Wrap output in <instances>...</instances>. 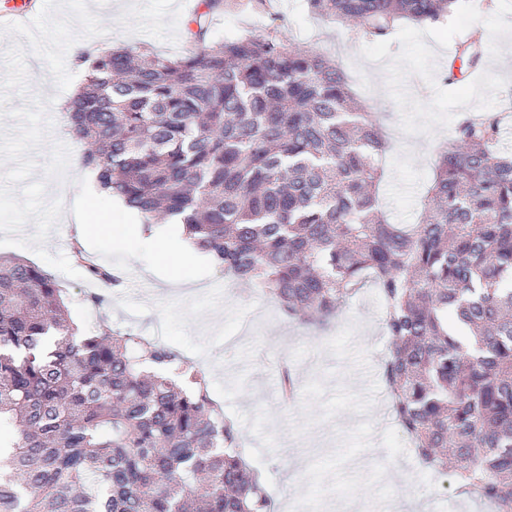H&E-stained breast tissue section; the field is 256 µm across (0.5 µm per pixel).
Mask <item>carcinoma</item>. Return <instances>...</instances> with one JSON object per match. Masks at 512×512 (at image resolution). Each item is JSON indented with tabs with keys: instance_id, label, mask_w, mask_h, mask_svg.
<instances>
[{
	"instance_id": "carcinoma-1",
	"label": "carcinoma",
	"mask_w": 512,
	"mask_h": 512,
	"mask_svg": "<svg viewBox=\"0 0 512 512\" xmlns=\"http://www.w3.org/2000/svg\"><path fill=\"white\" fill-rule=\"evenodd\" d=\"M461 0H306L385 43L438 27ZM225 0H201L192 53H82L70 133L97 188L149 225L181 218L224 275L325 323L370 282L390 339L393 420L458 493L512 512V151L497 112L456 125L418 223L379 202L389 147L334 60L268 32L208 41ZM457 44L446 83L479 69ZM89 279L112 270L74 248ZM56 277L0 257V512H274L204 372L132 334L78 336Z\"/></svg>"
}]
</instances>
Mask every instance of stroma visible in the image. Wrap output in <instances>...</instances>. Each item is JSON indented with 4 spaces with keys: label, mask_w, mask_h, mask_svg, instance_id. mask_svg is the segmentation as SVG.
Wrapping results in <instances>:
<instances>
[{
    "label": "stroma",
    "mask_w": 512,
    "mask_h": 512,
    "mask_svg": "<svg viewBox=\"0 0 512 512\" xmlns=\"http://www.w3.org/2000/svg\"><path fill=\"white\" fill-rule=\"evenodd\" d=\"M199 0H89L107 34L79 40L91 52L114 47L179 54L186 24ZM274 14L227 11L216 16L211 38L277 31L283 40L336 60L353 81L366 111L375 113L391 148L381 191L394 223H416L422 196L439 154L454 138L457 119L499 109L512 88V0L486 9L463 0L466 24L407 25L376 44L345 28L311 18L303 0H271ZM491 30L497 41L482 70L464 88L440 73L466 34ZM52 140L72 159L65 179L46 180L48 199L78 192L83 169L79 143L67 133L65 113L51 111ZM106 301L85 299L88 280L60 276L79 331L131 333L170 347L205 370L210 389L239 429L240 446L273 501H296L299 512H404L419 497L427 512H491L459 497L453 473L425 468L389 413L383 366L389 338L373 284H365L326 324L306 325L282 314L256 288L225 277L192 285L149 274L142 261L121 272ZM297 380L294 400L280 393L282 369Z\"/></svg>",
    "instance_id": "1"
}]
</instances>
